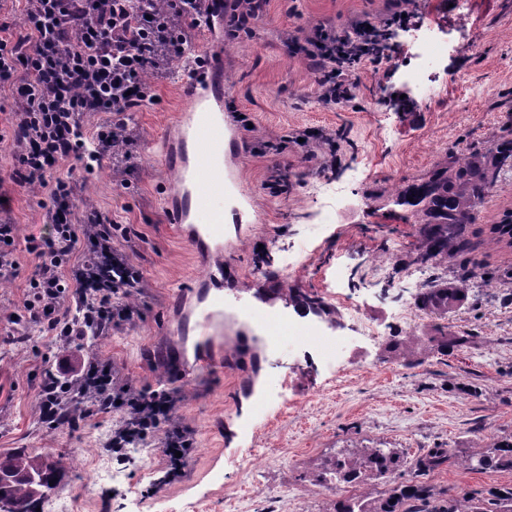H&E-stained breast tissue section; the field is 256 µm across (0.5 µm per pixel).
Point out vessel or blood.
Masks as SVG:
<instances>
[{
    "label": "vessel or blood",
    "mask_w": 512,
    "mask_h": 512,
    "mask_svg": "<svg viewBox=\"0 0 512 512\" xmlns=\"http://www.w3.org/2000/svg\"><path fill=\"white\" fill-rule=\"evenodd\" d=\"M224 40L209 34L200 60L190 62L181 74L182 96L187 108L179 111L172 129L163 134L156 149L164 165L177 179L162 196V205L172 223L193 251H224V218L241 222L252 202L240 198L231 213L213 205L214 199L236 185V176L226 156L238 149L237 131L224 123V100L228 94L222 69ZM229 264L207 270L203 277L208 290L205 306L196 324L198 342L190 371L207 374L219 371L210 344L224 332L225 316L245 319L254 326L263 351H273L283 330L291 322L282 311L255 303L236 292H225L224 277Z\"/></svg>",
    "instance_id": "obj_1"
}]
</instances>
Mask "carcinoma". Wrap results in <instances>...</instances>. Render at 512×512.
I'll list each match as a JSON object with an SVG mask.
<instances>
[{
	"label": "carcinoma",
	"mask_w": 512,
	"mask_h": 512,
	"mask_svg": "<svg viewBox=\"0 0 512 512\" xmlns=\"http://www.w3.org/2000/svg\"><path fill=\"white\" fill-rule=\"evenodd\" d=\"M512 172V135L498 138L488 148L467 146L451 155V161L438 163L425 178L398 188L403 198L411 197L419 224L412 262L440 268L465 267L474 250L468 235L476 223V207L489 187ZM512 239V212L502 216L490 228L487 244L497 246ZM475 273L465 271L448 280L440 277L432 286L415 296V307L425 316L442 318L456 311L473 288ZM467 342V337L440 332L436 336L411 334L391 345L393 359L410 367L419 356L429 352H447ZM452 454L434 448L415 464L413 476L387 489L381 496L367 493L336 501L335 512H512V487L504 488L488 500L468 494L443 502L431 499L418 477L448 462ZM456 463L464 470L499 469L512 471V438L495 442L488 451L462 457ZM68 459L62 455L46 458L28 451L0 454V503L18 512H36L40 502L56 490L61 471ZM399 467L395 451L364 446L352 452L323 460L318 480L324 486L341 482L372 486Z\"/></svg>",
	"instance_id": "obj_1"
}]
</instances>
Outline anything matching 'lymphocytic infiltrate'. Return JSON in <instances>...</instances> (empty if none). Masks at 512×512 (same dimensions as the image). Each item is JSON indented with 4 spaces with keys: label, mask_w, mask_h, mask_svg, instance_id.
I'll return each instance as SVG.
<instances>
[{
    "label": "lymphocytic infiltrate",
    "mask_w": 512,
    "mask_h": 512,
    "mask_svg": "<svg viewBox=\"0 0 512 512\" xmlns=\"http://www.w3.org/2000/svg\"><path fill=\"white\" fill-rule=\"evenodd\" d=\"M21 2L16 18L0 21V88L10 91L16 105L0 144L9 148L12 182L42 194L51 231L26 241L40 262L15 322L78 350L138 316L131 298L146 280L114 246L107 217L96 208L77 207L78 188L63 177L61 164L82 160L89 142L95 158L109 160L113 173L129 169L131 116L154 101L146 76H161L173 59L186 57L193 31L212 26L217 16L230 15L231 34L250 30L266 0H166L164 11L157 0ZM401 3L387 0L371 23H323L313 33L284 36L287 50L305 54L323 101L347 97V81L375 56L384 31L406 26ZM94 117L100 123L91 131L87 124ZM52 380L85 414L122 411L112 447L160 441L169 477L178 476L180 454L192 438L172 423V390L132 389L102 363L81 364Z\"/></svg>",
    "instance_id": "1"
}]
</instances>
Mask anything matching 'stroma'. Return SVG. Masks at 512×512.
<instances>
[{
    "instance_id": "obj_1",
    "label": "stroma",
    "mask_w": 512,
    "mask_h": 512,
    "mask_svg": "<svg viewBox=\"0 0 512 512\" xmlns=\"http://www.w3.org/2000/svg\"><path fill=\"white\" fill-rule=\"evenodd\" d=\"M383 8L384 0H267L253 31L224 45V118L242 140L238 167L259 216L233 257L239 286L264 287L272 273L306 294L354 303L378 340H357L326 362L302 333L287 331L267 359L254 329L229 318L216 344L223 372L187 378L183 362L170 360V352L184 348L185 308L174 292L203 273L160 202L171 173L154 142L185 106L177 77L157 87L156 104L134 115L135 168L127 187L115 184L108 167L89 174L72 165V180L119 221L114 243L147 282L133 297L139 318L94 341L84 356L111 363L135 388L164 378L179 389L173 421L194 437L180 478L163 483L166 459L158 446L108 449L118 415L81 416L72 427L40 419V388L67 351L47 336L15 334L12 317L23 311L38 263L18 247L19 272L0 285V453L69 457L57 492L75 493V512H334L337 500L361 489L319 485L316 466L325 458L364 445L397 451L401 465L389 483L369 488L376 497L407 478L431 449H450L458 459L512 436L511 280L492 294L469 295L438 322L467 337L462 348L424 354L412 368L386 352L390 341L430 333L437 324L413 303L409 254L418 226L396 189L425 177L453 151L490 146L512 129V0H416L414 18L428 22L426 38L445 47L435 102L389 105L387 93L411 94L408 75L422 63L423 40L394 29L390 61L360 67L351 101L324 103L304 56L285 53L283 35L329 19L373 18ZM327 135L336 138L331 166L323 152L307 159L300 143ZM9 170V155L0 151V188L20 238L46 235L39 195L7 181ZM278 178L288 190L276 196L269 185ZM506 211L512 177L497 182L469 227L476 271H512V246L483 244ZM382 252L391 263L386 278L373 263ZM246 421L252 428L244 436ZM422 481L442 499L484 495L512 487V471H464L449 462Z\"/></svg>"
}]
</instances>
